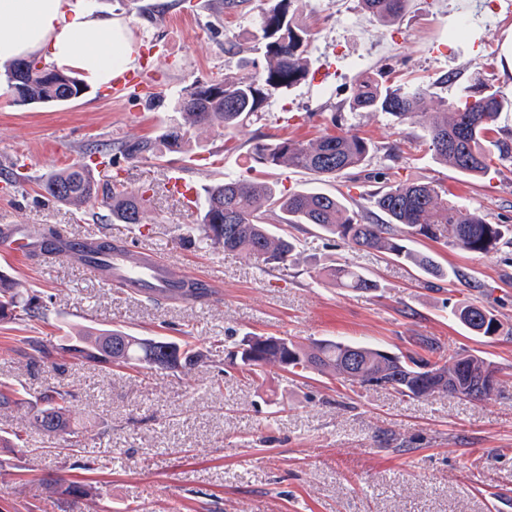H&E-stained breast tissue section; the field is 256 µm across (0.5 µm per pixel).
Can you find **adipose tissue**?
<instances>
[{"label":"adipose tissue","instance_id":"1","mask_svg":"<svg viewBox=\"0 0 512 512\" xmlns=\"http://www.w3.org/2000/svg\"><path fill=\"white\" fill-rule=\"evenodd\" d=\"M32 55L103 88L134 61L127 24L85 0H0V64Z\"/></svg>","mask_w":512,"mask_h":512}]
</instances>
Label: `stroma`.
Returning a JSON list of instances; mask_svg holds the SVG:
<instances>
[{
	"label": "stroma",
	"mask_w": 512,
	"mask_h": 512,
	"mask_svg": "<svg viewBox=\"0 0 512 512\" xmlns=\"http://www.w3.org/2000/svg\"><path fill=\"white\" fill-rule=\"evenodd\" d=\"M259 3L228 10L224 0H87L127 23L142 77L137 91L118 97L91 84L73 101L20 106L0 85V226L107 234L218 285L202 301L153 302L69 259L0 260V272L45 312L33 327L0 321V379L34 394L73 390L72 419L83 428L75 452L30 429L24 445L0 447V512H512L511 247L479 255L415 240V249L461 273L451 284L303 224L294 230L296 263L264 271L198 247V211L169 183L179 173L198 198L228 175L274 181L284 192L312 186L311 175L256 163L249 142L311 139L336 125L369 139L373 153L367 170L323 183L324 191L367 205L373 174L395 167L401 178L438 184L488 223L512 225V174L466 178L432 159L422 143L424 118L402 125L349 106L365 77L427 87L430 111L466 94L480 73L512 99V0H410L390 24L359 0H306L309 75L269 98L232 149L223 130L193 127L183 151L117 153L120 143L155 141L180 123L178 98L195 80L247 76L264 65L254 37ZM231 44L237 54L227 53ZM77 161L90 164L100 184L117 178L150 189L145 222L116 224L106 207L77 209L43 194L42 176ZM344 262L377 279L380 290L312 283L310 272ZM463 299L493 309L501 335L478 337L459 325L449 311ZM86 326L176 341L188 335L208 361L189 372L137 374L31 362L29 331L64 344ZM252 333L305 345L342 337L396 352L430 339L442 355L468 351L493 362L501 385L491 399L469 401L412 399L273 366L252 382L224 364L227 348ZM61 477L91 486L93 499L73 505L37 485Z\"/></svg>",
	"instance_id": "obj_1"
}]
</instances>
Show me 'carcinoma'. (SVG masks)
<instances>
[{
	"mask_svg": "<svg viewBox=\"0 0 512 512\" xmlns=\"http://www.w3.org/2000/svg\"><path fill=\"white\" fill-rule=\"evenodd\" d=\"M409 0H360L362 8L383 21L399 18ZM302 0H273L261 9L255 37L263 44L265 65L261 71L242 77L197 80L184 90L179 109L184 123L166 131L160 144L168 152L182 149L188 129L217 126L232 134L244 128L262 111L276 92L291 88L308 77L306 48L311 32L299 20ZM36 59L20 60L6 66L5 80L14 102L20 106L64 102L78 97L81 82L64 70L52 68L55 80H47L35 66ZM27 68L25 80L12 82L14 72ZM429 92L417 86H385L377 79L361 82L350 106L365 112H383L399 122L423 113ZM509 101L492 85L483 84L451 105L430 113L423 142L432 158L472 179L490 171L512 169V132L498 125ZM156 151L148 140L124 144L120 153L137 159ZM370 142L357 132L324 129L314 139L280 137L258 140L252 146L253 159L267 168L285 167L305 172L319 181L334 180L346 171L364 168L370 162ZM386 185L372 194L373 207L386 217L382 223L349 205L342 194L323 190L285 193L269 182L245 177H229L212 185L199 203V237L213 249L235 253L263 266L288 268L299 253L300 240L283 231L275 235L270 221L295 226L312 224L361 249L375 250L389 258L403 260L421 274L447 280L460 277L449 273L433 255L414 250L408 242L418 237L471 253L489 254L502 246H512L511 224H489L476 213L448 202L446 192L430 182L402 180L383 173ZM49 197L77 209L102 204L112 211V222L140 224L149 208L145 190L128 188L115 178L100 187L85 163L75 162L45 176L40 183ZM41 237L44 251L57 253L62 235L54 228ZM316 284L370 292L380 288L350 263H339L312 275ZM453 318L476 336L502 333L503 325L489 307L463 300L450 310ZM43 318L45 312L14 288L9 277L0 274V320ZM35 362L57 358L73 364L110 365L124 369L147 367L155 370H192L204 363V354L188 339L181 341L145 339L118 328L89 327L77 332L65 344L51 345L39 336L25 337ZM229 364L255 380L266 366H281L293 373L314 371L361 388L384 387L414 398L436 394L471 401L491 398L499 382L482 383V375L493 367L485 357L461 353L444 358L435 344L424 341L420 350L394 353L368 344L344 339H318L304 346L288 336H250L237 350L228 353ZM76 394L59 386H48L33 396L12 381L0 380V411L21 410L20 423L48 436H77L70 412ZM60 494L78 499L90 494L86 485L46 481Z\"/></svg>",
	"mask_w": 512,
	"mask_h": 512,
	"instance_id": "1",
	"label": "carcinoma"
}]
</instances>
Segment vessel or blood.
I'll use <instances>...</instances> for the list:
<instances>
[{
  "instance_id": "vessel-or-blood-1",
  "label": "vessel or blood",
  "mask_w": 512,
  "mask_h": 512,
  "mask_svg": "<svg viewBox=\"0 0 512 512\" xmlns=\"http://www.w3.org/2000/svg\"><path fill=\"white\" fill-rule=\"evenodd\" d=\"M68 242L72 252L81 255L89 274L106 284H116L137 294L169 299L176 288L190 280L189 275L176 273L149 250L126 244L112 252L96 254L86 250L89 237L72 236ZM38 244L37 238L17 230L0 239V256L12 260L28 258Z\"/></svg>"
}]
</instances>
